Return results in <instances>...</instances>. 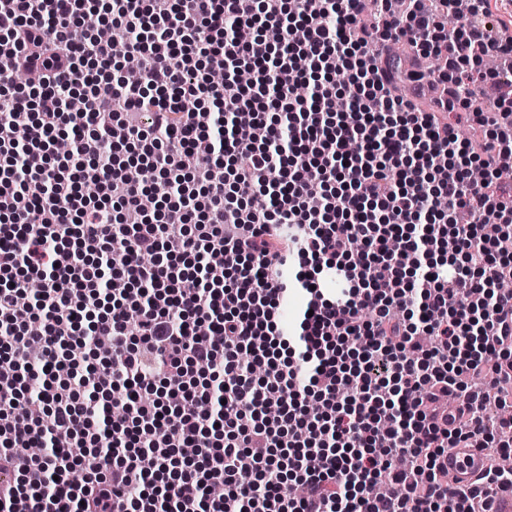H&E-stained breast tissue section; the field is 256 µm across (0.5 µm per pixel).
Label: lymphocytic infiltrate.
Returning a JSON list of instances; mask_svg holds the SVG:
<instances>
[{
    "label": "lymphocytic infiltrate",
    "mask_w": 512,
    "mask_h": 512,
    "mask_svg": "<svg viewBox=\"0 0 512 512\" xmlns=\"http://www.w3.org/2000/svg\"><path fill=\"white\" fill-rule=\"evenodd\" d=\"M407 2L0 0V512H492L512 491L490 466L467 492L444 478L447 449L512 430L461 381L492 359L487 384L512 382V194L470 177L512 168V35L490 0L452 28ZM395 42L434 83L402 93Z\"/></svg>",
    "instance_id": "lymphocytic-infiltrate-1"
}]
</instances>
